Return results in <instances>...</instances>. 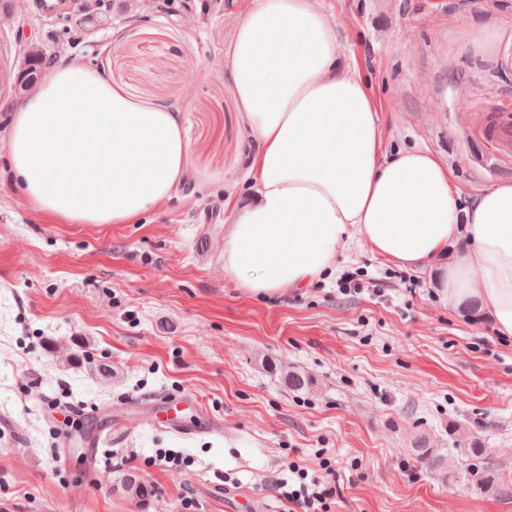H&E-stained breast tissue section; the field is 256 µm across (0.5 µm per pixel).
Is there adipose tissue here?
Instances as JSON below:
<instances>
[{
  "label": "adipose tissue",
  "instance_id": "1",
  "mask_svg": "<svg viewBox=\"0 0 512 512\" xmlns=\"http://www.w3.org/2000/svg\"><path fill=\"white\" fill-rule=\"evenodd\" d=\"M343 57L317 0H255L240 18L229 75L253 133L256 198L233 210L225 270L260 294L308 288L358 239L434 269L450 306L476 301L512 336V182L464 206L436 155L386 150L376 99ZM187 153L174 112L74 63L16 109L9 142L25 197L70 224L137 220L171 195Z\"/></svg>",
  "mask_w": 512,
  "mask_h": 512
}]
</instances>
